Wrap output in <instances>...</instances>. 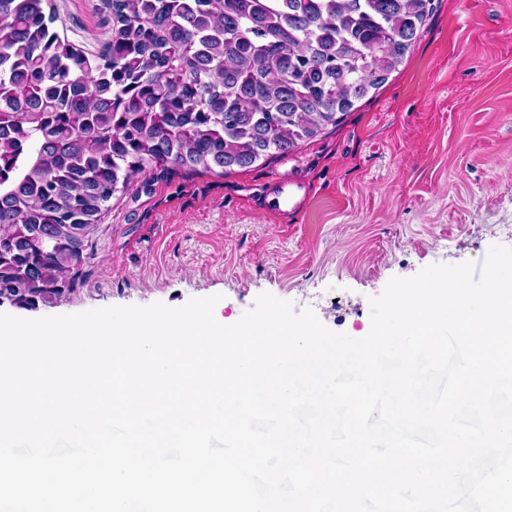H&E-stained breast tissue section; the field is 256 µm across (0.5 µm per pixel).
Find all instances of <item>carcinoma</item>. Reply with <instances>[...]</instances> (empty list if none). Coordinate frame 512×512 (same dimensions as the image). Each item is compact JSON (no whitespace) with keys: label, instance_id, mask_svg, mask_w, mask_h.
Listing matches in <instances>:
<instances>
[{"label":"carcinoma","instance_id":"1","mask_svg":"<svg viewBox=\"0 0 512 512\" xmlns=\"http://www.w3.org/2000/svg\"><path fill=\"white\" fill-rule=\"evenodd\" d=\"M86 52L48 0H0V295L74 287L85 242L148 171L287 153L383 84L431 0H105Z\"/></svg>","mask_w":512,"mask_h":512}]
</instances>
